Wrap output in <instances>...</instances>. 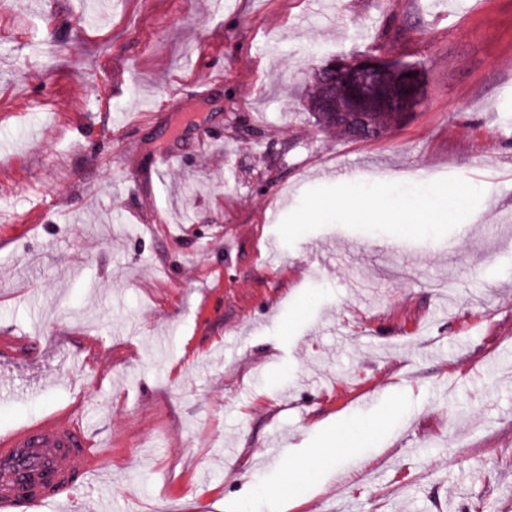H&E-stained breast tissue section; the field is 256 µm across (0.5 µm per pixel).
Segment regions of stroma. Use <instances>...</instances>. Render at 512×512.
Segmentation results:
<instances>
[{"label":"stroma","instance_id":"35a3bbf8","mask_svg":"<svg viewBox=\"0 0 512 512\" xmlns=\"http://www.w3.org/2000/svg\"><path fill=\"white\" fill-rule=\"evenodd\" d=\"M377 46L420 105L322 131L310 65ZM0 153V433L84 414L82 512H512V0H11ZM444 187L452 224L303 218ZM382 415L271 498L270 449Z\"/></svg>","mask_w":512,"mask_h":512}]
</instances>
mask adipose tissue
Returning a JSON list of instances; mask_svg holds the SVG:
<instances>
[{"mask_svg":"<svg viewBox=\"0 0 512 512\" xmlns=\"http://www.w3.org/2000/svg\"><path fill=\"white\" fill-rule=\"evenodd\" d=\"M346 208L368 224L387 220L408 228L416 224H440L445 219L443 212L433 208H416L406 203L390 205L382 193L354 197L348 200ZM384 428L385 421L381 418L356 428H337L335 434L328 436L319 448L303 459L289 461V492H296L307 477L324 468L326 462L335 456L337 449L357 446L362 440L381 433Z\"/></svg>","mask_w":512,"mask_h":512,"instance_id":"1","label":"adipose tissue"}]
</instances>
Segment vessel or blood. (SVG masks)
Listing matches in <instances>:
<instances>
[{"label":"vessel or blood","instance_id":"vessel-or-blood-1","mask_svg":"<svg viewBox=\"0 0 512 512\" xmlns=\"http://www.w3.org/2000/svg\"><path fill=\"white\" fill-rule=\"evenodd\" d=\"M98 453L81 414L57 412L0 433V512L75 502L87 485Z\"/></svg>","mask_w":512,"mask_h":512}]
</instances>
